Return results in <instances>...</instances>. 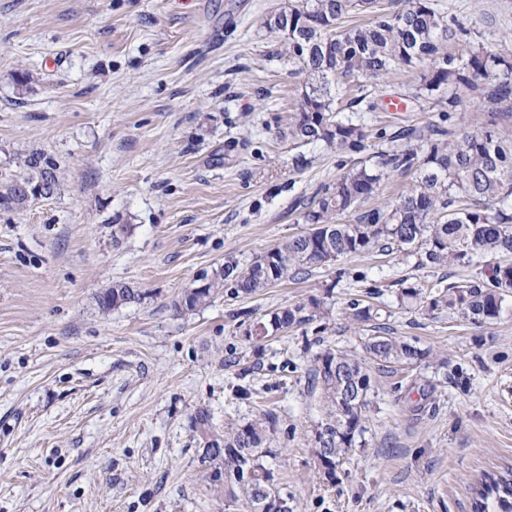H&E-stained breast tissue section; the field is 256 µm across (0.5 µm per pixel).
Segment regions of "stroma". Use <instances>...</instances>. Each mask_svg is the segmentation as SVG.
Here are the masks:
<instances>
[{"label":"stroma","instance_id":"35a3bbf8","mask_svg":"<svg viewBox=\"0 0 512 512\" xmlns=\"http://www.w3.org/2000/svg\"><path fill=\"white\" fill-rule=\"evenodd\" d=\"M287 2L0 0V179L38 148L63 185L0 210V512H244L210 488L202 409L219 434L274 414L275 487L299 512H471L472 485L512 468V298L480 327L396 300L403 281L460 282L483 266L418 269L376 250L190 314L173 307L199 272L249 264L305 230L316 189L359 159L280 136L304 78L264 20ZM435 2L476 42L512 32V0ZM412 80L402 70L369 85L375 108L355 115L368 153L401 149L406 129L490 121L472 105L422 106ZM115 280L140 299L102 311ZM374 282L383 310L355 332L342 309ZM312 297L326 318L247 337ZM380 333L432 349L416 373L434 390L416 410L406 372L371 366L363 444L324 486L316 341L361 358Z\"/></svg>","mask_w":512,"mask_h":512}]
</instances>
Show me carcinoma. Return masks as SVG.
Segmentation results:
<instances>
[{
	"instance_id": "1",
	"label": "carcinoma",
	"mask_w": 512,
	"mask_h": 512,
	"mask_svg": "<svg viewBox=\"0 0 512 512\" xmlns=\"http://www.w3.org/2000/svg\"><path fill=\"white\" fill-rule=\"evenodd\" d=\"M377 0H295L271 14L265 25L286 36L288 62L307 77L297 112L282 136L303 143L322 142L341 152L366 149L368 134L361 123L339 117L342 85L361 92L349 101V111H362L364 88L398 70L415 73L414 98L432 104L459 106L477 97L484 111L512 117V51L488 49L468 39L470 31L448 20L432 0H408L401 11L376 10ZM366 12L368 22L344 26L350 14ZM461 35L464 49L447 50L448 35ZM404 148L361 162L321 186L307 204V232L289 237L245 266L227 261L214 270L207 287L185 289L173 302L181 313L193 312L223 292L258 294L288 275L306 274L332 261L374 249L407 251L415 266L472 265L475 259L512 255V141L497 131L495 121L451 138L431 129L425 135L407 133ZM19 178L0 181V209L21 210L35 201L19 182L47 186L49 196L61 193L57 159L43 149L22 159ZM413 174L400 195L369 210L363 204L379 194L390 172ZM333 256L330 261L327 256ZM512 292V261L491 266L490 275L461 283H412L396 295L400 308L452 310L474 323L497 319ZM139 299L128 284L115 281L103 289L98 304L104 311ZM329 314L325 302L278 308L263 322L266 333L286 332ZM351 325L379 317V308L352 301L343 308ZM370 359L382 367L413 368L431 357V350L395 336H370L364 343ZM312 388L322 401L317 430L329 435L314 446L319 478L336 485L347 453L367 431L370 377L353 354L325 344L314 356ZM272 421L230 427L224 435L211 431L209 415L200 410L195 431L204 440L202 462L209 464L213 490L224 505L244 502L247 512H267L272 498L280 512H296L293 499L276 493L274 470L267 459ZM473 512H512V470L491 472L473 488Z\"/></svg>"
}]
</instances>
